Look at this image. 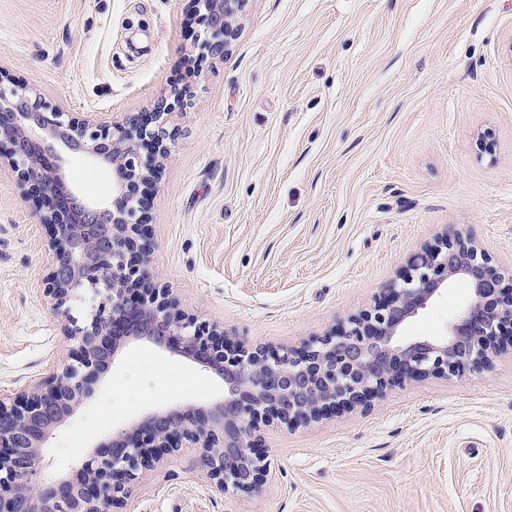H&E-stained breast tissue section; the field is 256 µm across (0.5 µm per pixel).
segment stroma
Listing matches in <instances>:
<instances>
[{"instance_id": "1", "label": "stroma", "mask_w": 512, "mask_h": 512, "mask_svg": "<svg viewBox=\"0 0 512 512\" xmlns=\"http://www.w3.org/2000/svg\"><path fill=\"white\" fill-rule=\"evenodd\" d=\"M197 0H0V79L67 112L159 121L141 188L151 274L181 310L250 347L295 345L371 307L410 256L451 231L512 276V0H245L224 58H200ZM85 199L112 168L74 156ZM50 235L0 165V390L67 361L43 295ZM470 291L408 324L438 338ZM224 398L210 369L154 344L119 350L57 429L50 473L150 412ZM275 478L221 492L193 455L129 487L127 512H512V352L393 387L368 409L260 426Z\"/></svg>"}]
</instances>
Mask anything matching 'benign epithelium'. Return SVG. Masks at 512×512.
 <instances>
[{"instance_id":"1","label":"benign epithelium","mask_w":512,"mask_h":512,"mask_svg":"<svg viewBox=\"0 0 512 512\" xmlns=\"http://www.w3.org/2000/svg\"><path fill=\"white\" fill-rule=\"evenodd\" d=\"M244 2L199 0L204 42L220 56ZM142 121L134 115L100 124L92 113L50 108L0 81V150L51 231L43 293L73 342L61 369L27 390L0 393V512H125L128 483L188 450L217 488L248 492L271 476L252 439L260 425H308L365 407L407 381L482 369L490 354L512 348V287H502L489 257L459 235L414 254L373 306L297 346L246 347L186 316L151 281L152 245L142 206L133 205L153 173L138 152L147 133ZM67 153L112 166V201L79 198L65 180ZM458 280L472 300L447 333L404 337L409 320ZM87 291L95 303L78 318L72 303ZM129 336L213 370L224 378V401L152 412L99 443L72 476L46 480L49 439L95 395Z\"/></svg>"}]
</instances>
